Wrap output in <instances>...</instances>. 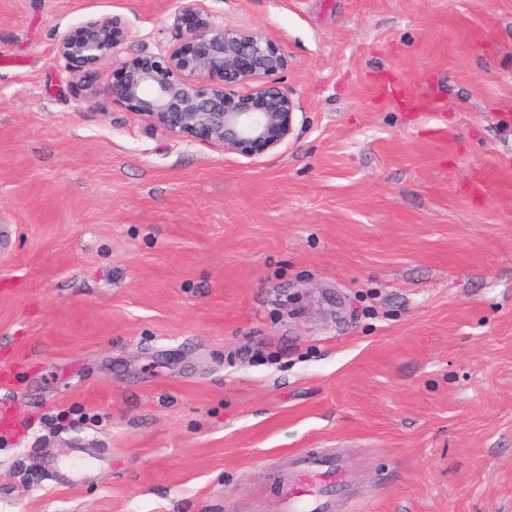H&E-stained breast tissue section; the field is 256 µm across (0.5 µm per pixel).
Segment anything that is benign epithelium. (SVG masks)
I'll return each instance as SVG.
<instances>
[{"instance_id": "7a95c632", "label": "benign epithelium", "mask_w": 512, "mask_h": 512, "mask_svg": "<svg viewBox=\"0 0 512 512\" xmlns=\"http://www.w3.org/2000/svg\"><path fill=\"white\" fill-rule=\"evenodd\" d=\"M196 18L182 34L188 46L172 44L158 54L119 59L123 31L115 19H90L77 39L65 37L58 56L70 66L93 69L117 64L123 79L112 96L142 121L190 141L255 157L273 150L293 132L296 105L273 82L288 69V57L262 31L228 29L216 23L202 0H176L174 18ZM224 84L213 85L215 73Z\"/></svg>"}]
</instances>
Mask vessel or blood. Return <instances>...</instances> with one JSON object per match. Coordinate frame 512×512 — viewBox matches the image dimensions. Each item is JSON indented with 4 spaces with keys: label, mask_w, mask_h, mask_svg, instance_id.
Wrapping results in <instances>:
<instances>
[{
    "label": "vessel or blood",
    "mask_w": 512,
    "mask_h": 512,
    "mask_svg": "<svg viewBox=\"0 0 512 512\" xmlns=\"http://www.w3.org/2000/svg\"><path fill=\"white\" fill-rule=\"evenodd\" d=\"M279 512H348L344 467L332 451H301L275 484Z\"/></svg>",
    "instance_id": "b4317fda"
}]
</instances>
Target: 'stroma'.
<instances>
[{"label":"stroma","mask_w":512,"mask_h":512,"mask_svg":"<svg viewBox=\"0 0 512 512\" xmlns=\"http://www.w3.org/2000/svg\"><path fill=\"white\" fill-rule=\"evenodd\" d=\"M202 6L287 55L278 148L57 56L159 53L173 0H0V512H278L324 448L354 512H512V0Z\"/></svg>","instance_id":"35a3bbf8"}]
</instances>
